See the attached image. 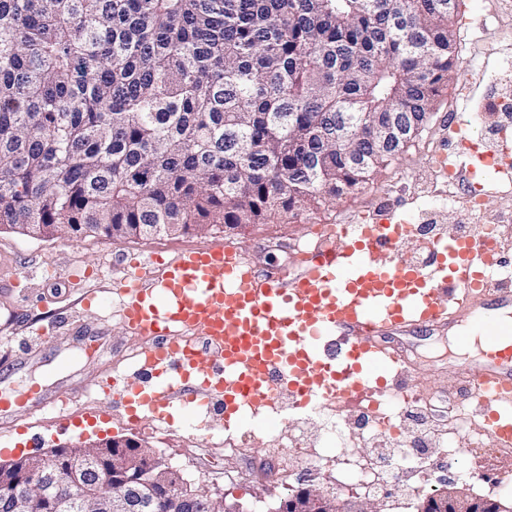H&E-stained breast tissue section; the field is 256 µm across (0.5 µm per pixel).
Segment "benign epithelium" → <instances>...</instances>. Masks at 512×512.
<instances>
[{
  "label": "benign epithelium",
  "mask_w": 512,
  "mask_h": 512,
  "mask_svg": "<svg viewBox=\"0 0 512 512\" xmlns=\"http://www.w3.org/2000/svg\"><path fill=\"white\" fill-rule=\"evenodd\" d=\"M417 136L395 117L378 126L379 146L407 145ZM111 465L101 484L108 490L103 499L86 494L93 475ZM66 478L75 494L62 498L55 485ZM0 487L14 490L11 512H37L50 500L54 512H155L159 501L176 499L186 512H242L229 508L184 480L175 470L140 444L130 440L81 439L47 452L18 456L0 462ZM274 512H377L374 504L357 496L331 495L316 486L299 488L281 501ZM417 512H507L494 500L477 498L462 489L450 488L424 498Z\"/></svg>",
  "instance_id": "benign-epithelium-1"
}]
</instances>
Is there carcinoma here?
<instances>
[{"instance_id":"1","label":"carcinoma","mask_w":512,"mask_h":512,"mask_svg":"<svg viewBox=\"0 0 512 512\" xmlns=\"http://www.w3.org/2000/svg\"><path fill=\"white\" fill-rule=\"evenodd\" d=\"M448 0H0V228L235 229L368 184L425 128ZM352 137L336 146L342 114ZM377 130L378 143L382 148L410 144L418 133L415 128L410 130L396 117L390 116L378 126Z\"/></svg>"}]
</instances>
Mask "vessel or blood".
Here are the masks:
<instances>
[{
	"label": "vessel or blood",
	"mask_w": 512,
	"mask_h": 512,
	"mask_svg": "<svg viewBox=\"0 0 512 512\" xmlns=\"http://www.w3.org/2000/svg\"><path fill=\"white\" fill-rule=\"evenodd\" d=\"M494 152L492 185L512 173V146ZM407 231L388 220L342 225L306 251L304 269L292 276L260 275L240 251L216 243L177 252L158 277L130 262L120 317L150 344L138 370L109 377L107 402L130 418L146 410L161 421L176 402L228 421L284 396L297 408L335 407L364 392L385 403L404 393V358L388 335L462 317L487 346L462 398L480 405L492 434L512 445V324L494 315L512 307V260L477 236L453 235L429 264L402 263ZM189 334L200 344L182 345Z\"/></svg>",
	"instance_id": "obj_1"
}]
</instances>
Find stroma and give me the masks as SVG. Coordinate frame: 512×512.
I'll return each instance as SVG.
<instances>
[{
    "label": "stroma",
    "mask_w": 512,
    "mask_h": 512,
    "mask_svg": "<svg viewBox=\"0 0 512 512\" xmlns=\"http://www.w3.org/2000/svg\"><path fill=\"white\" fill-rule=\"evenodd\" d=\"M453 29L457 69L434 101L425 130L369 184L340 199L295 216L282 214L234 230L217 225L203 234L32 238L0 230V280L16 282L8 294H0V361L6 364L0 371V398L11 402L7 411H0V462L89 435L128 438L154 449L194 486L240 505L243 512H274L298 488L325 486L305 454L287 446L290 428L299 423L306 426L308 451L323 446L321 417L287 402L278 412L250 417L231 429L220 421L210 430L198 428L194 416L179 410L166 423L148 416L130 423L120 407L100 416V382L111 373L133 372L134 354L144 344L119 316L123 268L134 259L154 265L181 249L221 241L242 251L260 273H294L300 267V248L314 245L316 230L325 224L372 223L391 213L415 224L429 219L445 234L477 224L479 218L466 203L472 175L448 185L431 160L454 151L455 128L478 137L494 132L501 122V113L490 109L491 89L498 72L512 65V0H462ZM455 332L447 326L402 338L410 360L409 388L428 406L443 410L462 386V365L480 362L456 352L451 342ZM88 336L100 343L92 355L81 349ZM33 386L47 397L73 395L77 401L62 418L49 409L36 412L16 405V398ZM335 416L348 433L345 447L327 451L330 471L340 470L341 459L363 461L377 455L382 444L354 428L353 407L340 406ZM230 437L242 440V451L226 450ZM456 443L450 436L434 448L410 447L412 458L427 466L418 477L399 474L385 494L375 496L379 512H417L424 494L440 492L448 481L512 507V449L487 453L465 477V459L452 452Z\"/></svg>",
    "instance_id": "stroma-1"
}]
</instances>
